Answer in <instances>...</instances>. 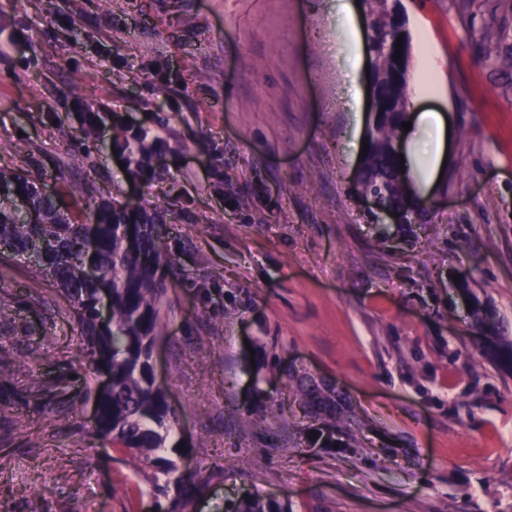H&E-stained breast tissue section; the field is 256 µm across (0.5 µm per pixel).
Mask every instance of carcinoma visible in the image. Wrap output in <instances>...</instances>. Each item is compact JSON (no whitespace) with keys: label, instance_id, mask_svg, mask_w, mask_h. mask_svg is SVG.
<instances>
[{"label":"carcinoma","instance_id":"obj_1","mask_svg":"<svg viewBox=\"0 0 512 512\" xmlns=\"http://www.w3.org/2000/svg\"><path fill=\"white\" fill-rule=\"evenodd\" d=\"M370 18L367 51L373 53L369 85L377 91L384 112L372 132L363 158L361 186L382 207L401 200L404 176L392 142L402 130L408 104L409 63L398 69L391 52L400 37L395 20L397 0H363ZM481 59L500 71H512V55L500 51V36L485 32L480 41ZM34 179L0 170V263L25 264L33 274H49L70 300L81 335L112 369V391L96 401L99 415L96 435L106 444L124 448L147 467H156L155 452L177 424L162 387L151 377L150 346L163 335L161 315L169 292V273L174 258L163 250L155 224L146 218H131L112 205L88 206L77 214L56 195L37 192ZM37 213L30 223L20 204ZM137 225L139 251L126 248L129 225ZM94 256L100 278L112 285L110 324L98 318V280L86 273V257ZM475 325L483 332L481 352L494 355L512 368V342H501L503 323L481 304H476ZM309 404L317 413L336 416L329 397L312 391ZM182 487L178 512L203 495V486L191 477L178 475ZM228 512H291L275 501L242 498Z\"/></svg>","mask_w":512,"mask_h":512}]
</instances>
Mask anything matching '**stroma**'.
Here are the masks:
<instances>
[{"label":"stroma","mask_w":512,"mask_h":512,"mask_svg":"<svg viewBox=\"0 0 512 512\" xmlns=\"http://www.w3.org/2000/svg\"><path fill=\"white\" fill-rule=\"evenodd\" d=\"M408 95L439 114L442 176L411 225L355 192L367 52L341 0H0V168L63 200L157 217L175 262L155 372L179 416L164 458L209 492L291 512H512V0H402ZM98 117L85 138L82 116ZM162 140L127 179L115 143ZM0 512H153L150 481L94 433L105 373L68 299L0 264ZM334 401L335 446L301 384ZM500 36L494 32H485L480 41L481 59L500 71H512V55L500 51ZM475 325L483 332V355H494L505 365L512 368V341L508 345L501 342L503 323L493 316L480 303L476 304Z\"/></svg>","instance_id":"obj_1"}]
</instances>
